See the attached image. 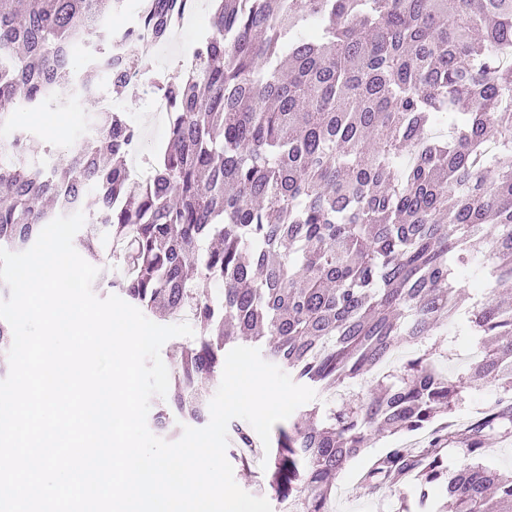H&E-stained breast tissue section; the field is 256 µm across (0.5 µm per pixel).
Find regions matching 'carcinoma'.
<instances>
[{
    "label": "carcinoma",
    "instance_id": "cac0c4a2",
    "mask_svg": "<svg viewBox=\"0 0 512 512\" xmlns=\"http://www.w3.org/2000/svg\"><path fill=\"white\" fill-rule=\"evenodd\" d=\"M125 2L0 0L1 128L21 106L93 92L99 62L80 65L71 48L89 37L112 54L105 17ZM142 2L112 62L115 91L137 71L139 30L163 41L195 5ZM212 4L194 70L147 77L169 100L172 146L145 159V181L127 175L142 134L121 112L99 113L65 168L33 161L39 145L23 133L0 145V247L25 251L54 218L93 205L76 240L124 266L100 280L153 316L192 314L200 337L154 417L161 430L173 414L205 420L241 344L297 384L344 390L272 438L259 489L278 512H333L334 480L369 437L430 429L466 379L503 396L415 452L388 449L362 481L412 478L414 508L401 512H512V472L478 462L512 426V0ZM480 252L464 309L456 275ZM462 313L480 357L450 376L427 343ZM12 341L0 320V374ZM453 443L472 462L450 475L441 450Z\"/></svg>",
    "mask_w": 512,
    "mask_h": 512
}]
</instances>
